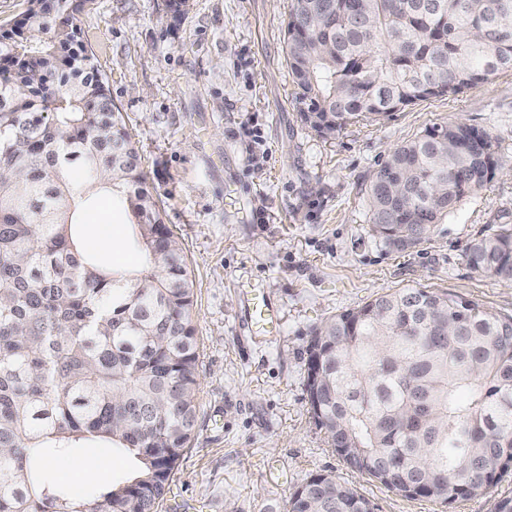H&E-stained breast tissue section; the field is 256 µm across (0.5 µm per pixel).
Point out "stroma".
Instances as JSON below:
<instances>
[{
    "mask_svg": "<svg viewBox=\"0 0 512 512\" xmlns=\"http://www.w3.org/2000/svg\"><path fill=\"white\" fill-rule=\"evenodd\" d=\"M166 0H94L79 17L136 141L165 223L182 249L202 347L200 412L161 512H287L307 478L330 473L373 512H492L512 474L451 505L408 499L349 470L304 399L313 329L376 294L417 287L475 298L512 315V281L470 269L473 241L512 225V74L456 96L417 101L384 121L324 139L298 116L283 32L292 0H188L172 21ZM486 129L500 166L415 247H386L371 231L368 187L397 145L431 126ZM133 227L117 198L90 200L79 231L116 265ZM278 305V333L255 342L242 323V287ZM127 455L82 442L56 468Z\"/></svg>",
    "mask_w": 512,
    "mask_h": 512,
    "instance_id": "35a3bbf8",
    "label": "stroma"
}]
</instances>
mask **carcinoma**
Wrapping results in <instances>:
<instances>
[{
  "instance_id": "cac0c4a2",
  "label": "carcinoma",
  "mask_w": 512,
  "mask_h": 512,
  "mask_svg": "<svg viewBox=\"0 0 512 512\" xmlns=\"http://www.w3.org/2000/svg\"><path fill=\"white\" fill-rule=\"evenodd\" d=\"M92 0H29L0 34V512H158L199 411V343L181 249L106 77L79 39ZM288 67L301 122L322 137L512 72V0H294ZM499 165L491 134L436 125L374 172L370 221L404 250ZM109 184L134 226V271L106 267L79 213ZM468 266L512 280V226ZM307 403L349 469L448 505L512 470V316L424 288L343 310L308 341ZM318 371L320 380L312 378ZM82 440L119 448L129 475L81 494L46 482ZM370 501L317 474L288 512Z\"/></svg>"
}]
</instances>
